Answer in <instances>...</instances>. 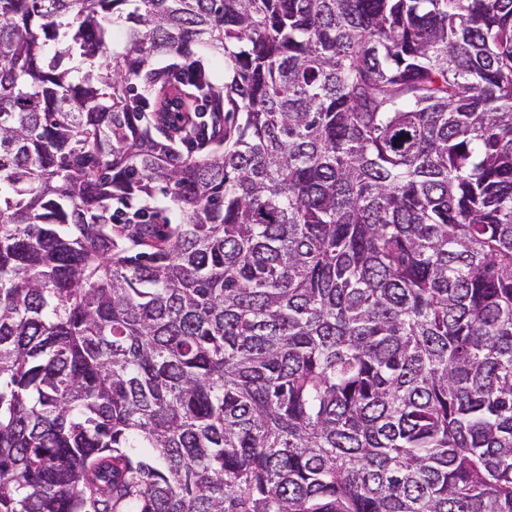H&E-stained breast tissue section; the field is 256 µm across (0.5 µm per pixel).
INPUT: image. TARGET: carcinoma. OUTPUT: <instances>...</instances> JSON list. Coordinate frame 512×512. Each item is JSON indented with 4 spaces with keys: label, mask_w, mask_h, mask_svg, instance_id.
<instances>
[{
    "label": "carcinoma",
    "mask_w": 512,
    "mask_h": 512,
    "mask_svg": "<svg viewBox=\"0 0 512 512\" xmlns=\"http://www.w3.org/2000/svg\"><path fill=\"white\" fill-rule=\"evenodd\" d=\"M0 512H512V0H0Z\"/></svg>",
    "instance_id": "carcinoma-1"
}]
</instances>
